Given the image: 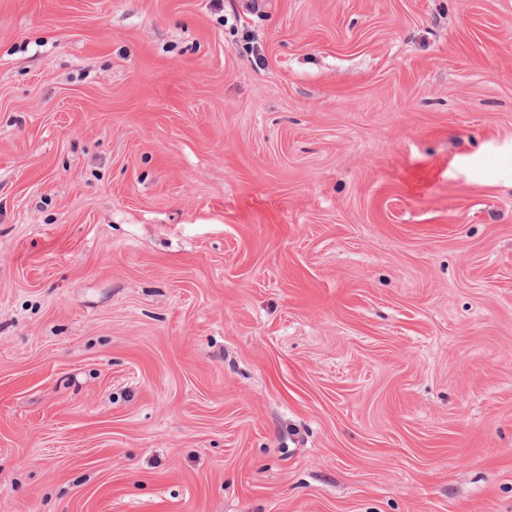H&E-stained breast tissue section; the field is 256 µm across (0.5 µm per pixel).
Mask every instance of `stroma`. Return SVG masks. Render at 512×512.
Returning <instances> with one entry per match:
<instances>
[{"label":"stroma","mask_w":512,"mask_h":512,"mask_svg":"<svg viewBox=\"0 0 512 512\" xmlns=\"http://www.w3.org/2000/svg\"><path fill=\"white\" fill-rule=\"evenodd\" d=\"M0 512H512V0H0Z\"/></svg>","instance_id":"obj_1"}]
</instances>
